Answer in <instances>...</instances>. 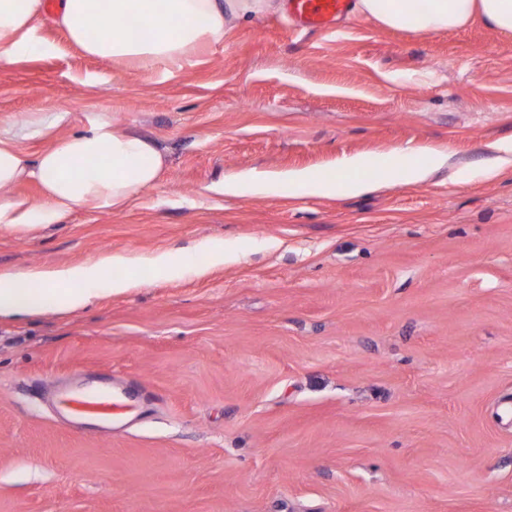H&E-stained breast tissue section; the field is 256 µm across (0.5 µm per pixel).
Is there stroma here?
<instances>
[{"instance_id":"1","label":"stroma","mask_w":512,"mask_h":512,"mask_svg":"<svg viewBox=\"0 0 512 512\" xmlns=\"http://www.w3.org/2000/svg\"><path fill=\"white\" fill-rule=\"evenodd\" d=\"M38 36L0 66L1 120L61 110L72 134L106 112L167 164L128 210L0 229V274L122 255L111 276L143 281L0 319V512H512V35L357 14L295 32L277 11L171 75ZM410 151L445 162L344 197L281 189ZM213 240L236 259L153 275ZM103 376L146 413L68 425L53 388ZM207 255L205 265H197L196 253L184 251H162L150 259V266L155 277L174 278L187 271L203 274L210 269L223 267L226 260L224 241H207L199 245V251Z\"/></svg>"}]
</instances>
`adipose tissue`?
<instances>
[{"label":"adipose tissue","mask_w":512,"mask_h":512,"mask_svg":"<svg viewBox=\"0 0 512 512\" xmlns=\"http://www.w3.org/2000/svg\"><path fill=\"white\" fill-rule=\"evenodd\" d=\"M281 7L280 0H59L57 9L48 13L43 0H0V64L28 52L37 39L33 21L40 18L64 30L70 42L92 57L146 73L159 67L171 73L204 47L222 42L238 22ZM356 9L383 26L419 34L458 28L477 17L512 33V0H429L423 11L416 0H358ZM132 15L140 16L143 34L126 27ZM66 119V112L57 111L35 112L21 122L0 121L1 228L27 232L60 224L81 208L122 211L156 186L164 167L157 145L121 130L104 114L85 130L56 140L36 160H28L21 142L51 135ZM369 163L359 156L327 175L298 172L289 176L288 189L319 197L357 194L378 180L420 182L429 169L428 162L413 153L375 173ZM22 181L36 183L41 200L11 196V188ZM200 248L206 265L197 264L191 252L162 251L150 260L154 275L174 278L223 266V242L207 241ZM127 263L116 255L49 271L0 274V317L65 314L88 306L99 294L139 287L137 276H108V268Z\"/></svg>","instance_id":"adipose-tissue-1"}]
</instances>
